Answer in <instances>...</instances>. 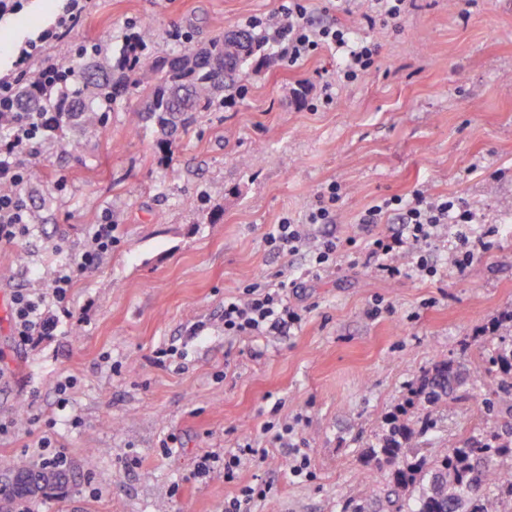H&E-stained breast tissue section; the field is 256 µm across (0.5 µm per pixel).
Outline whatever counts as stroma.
<instances>
[{
    "instance_id": "35a3bbf8",
    "label": "stroma",
    "mask_w": 512,
    "mask_h": 512,
    "mask_svg": "<svg viewBox=\"0 0 512 512\" xmlns=\"http://www.w3.org/2000/svg\"><path fill=\"white\" fill-rule=\"evenodd\" d=\"M280 0H86L64 37L28 68L77 65L78 49L100 46L108 63L137 26L152 55L198 51ZM60 0H23L0 19V76L14 74L18 48L54 23ZM313 21L352 27L379 47L356 83L335 81L339 55L323 51L289 65L284 47L243 80L244 91L193 113L187 132L161 135L138 124L139 96L110 112L103 133L62 153L44 142L25 156L21 189L34 230L0 248V294L48 280L73 261L91 225L112 219L119 245L72 290L78 318L59 336L20 344L0 321V456L35 463L46 421L68 457L70 482L31 512H224L245 485L267 484L253 512H384L387 477L363 479L362 453L385 416L431 362L470 371L475 337L512 313V0H411L399 27H368L360 14L312 0ZM342 188L332 224L311 237H362L361 214L385 198L427 190L471 210L448 222L423 254L432 277L391 278L338 256L333 273L306 276L307 252L272 253L265 236L282 217L303 218L329 183ZM473 250L456 267L454 257ZM284 273L288 303L305 309L301 328L254 342L225 335L224 302L257 279ZM179 358L161 365L158 348ZM71 378L67 404L57 384ZM472 398L443 407L432 448L461 445L476 427ZM290 425L307 472L268 421ZM176 436L174 452L162 443ZM249 442L264 462L234 482L222 466L193 472L207 453ZM94 450L96 464L86 467Z\"/></svg>"
}]
</instances>
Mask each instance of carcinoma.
<instances>
[{
  "label": "carcinoma",
  "instance_id": "obj_1",
  "mask_svg": "<svg viewBox=\"0 0 512 512\" xmlns=\"http://www.w3.org/2000/svg\"><path fill=\"white\" fill-rule=\"evenodd\" d=\"M264 37L251 29L215 38L192 64L190 53L169 57H140L127 63L133 51L125 41L112 63L89 67L85 85L73 100L57 101L35 82L36 72L22 74L16 84L17 111L59 112L54 144L63 151L74 147L67 129L78 128L86 138L105 128L108 112L141 89L147 99L141 119L161 129L187 130L191 113L209 109L222 95L238 90V79L259 73L269 63ZM495 387L478 403L481 413L512 414V339L496 337L495 346L479 357L472 385ZM464 380L459 367L438 359L424 370L409 395L388 415L376 442L365 451L367 462L385 460L387 502L391 512H512V424L504 430H480L451 450L431 454L427 434L437 423L438 409ZM30 487L0 497V512H16L15 501L31 504L64 488L70 480L64 469L37 466Z\"/></svg>",
  "mask_w": 512,
  "mask_h": 512
}]
</instances>
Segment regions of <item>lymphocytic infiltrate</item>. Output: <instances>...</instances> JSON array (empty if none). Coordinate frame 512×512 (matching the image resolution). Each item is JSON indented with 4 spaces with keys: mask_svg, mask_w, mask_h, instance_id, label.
I'll return each instance as SVG.
<instances>
[{
    "mask_svg": "<svg viewBox=\"0 0 512 512\" xmlns=\"http://www.w3.org/2000/svg\"><path fill=\"white\" fill-rule=\"evenodd\" d=\"M252 28L264 31L276 44L288 48V63L296 65L319 51H343L344 58L337 71L339 81L352 83L368 74L377 63L376 43L354 41L343 25L315 26L310 17L309 0H284L272 20L250 19ZM16 83L12 77L0 76V246H13L25 240L31 231L32 215L17 193L25 181V172L16 164V157L30 149L33 140L49 137L56 125L52 112L22 114L14 111ZM341 187L329 183L315 195L303 221L282 218L265 237L267 246L276 253L293 254L306 242V225L332 224L336 221V205ZM400 206L401 225L389 236H374L358 243L356 238L335 236L323 238L312 250L310 272L318 276L336 264L337 256L349 247L362 245L364 265L375 266L387 276L421 274L429 266L424 258L410 265L399 264V255L434 241L441 226L447 224L454 201L415 191L411 200L389 198L368 207L360 216L363 224L382 223L393 206ZM455 211V210H454ZM112 224L94 225L89 241L74 262L58 266L49 289L16 288L9 297L12 330L19 341L37 344L55 336L62 322L74 316L72 289L87 270L96 268L111 254L118 238ZM301 310L288 304V282L277 286L263 281L247 284L240 295L224 304V333L228 336H249L255 339L278 336L287 328L301 325Z\"/></svg>",
    "mask_w": 512,
    "mask_h": 512,
    "instance_id": "1",
    "label": "lymphocytic infiltrate"
}]
</instances>
